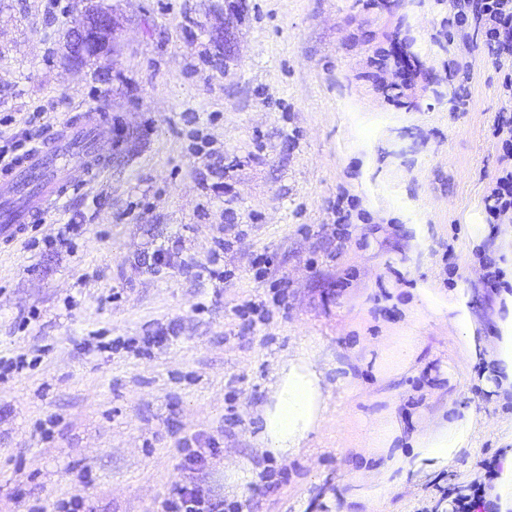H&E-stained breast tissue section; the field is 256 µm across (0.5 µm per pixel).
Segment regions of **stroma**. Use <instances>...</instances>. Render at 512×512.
Masks as SVG:
<instances>
[{"label":"stroma","mask_w":512,"mask_h":512,"mask_svg":"<svg viewBox=\"0 0 512 512\" xmlns=\"http://www.w3.org/2000/svg\"><path fill=\"white\" fill-rule=\"evenodd\" d=\"M103 4L113 51L75 70L63 42L80 0H0V111L14 117L0 145L41 108L55 126L101 106L117 130L93 183L0 245V357L31 363L0 383V512L74 495L94 512H164L186 479L242 512H360L384 459L366 445L374 428L395 420L408 454L474 404L472 450L377 509L452 512L480 461L512 448V403L411 290L470 289L476 334L498 336L488 274H512V247L483 197L500 168L493 121L512 100L488 47L464 51L462 86L434 39L448 28L438 0ZM397 29L426 73L409 106L383 91L394 68L364 77ZM343 193L359 215L341 243ZM72 218L80 234L44 245ZM215 253L221 284L197 274ZM251 301L267 321L250 328L233 310ZM401 336L417 339L406 366L386 355ZM300 349L325 367L329 422L276 460L257 448L256 409Z\"/></svg>","instance_id":"1"}]
</instances>
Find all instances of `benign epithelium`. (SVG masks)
<instances>
[{
    "instance_id": "7a95c632",
    "label": "benign epithelium",
    "mask_w": 512,
    "mask_h": 512,
    "mask_svg": "<svg viewBox=\"0 0 512 512\" xmlns=\"http://www.w3.org/2000/svg\"><path fill=\"white\" fill-rule=\"evenodd\" d=\"M76 26L65 37V57L79 68L112 50L113 19L101 0H82Z\"/></svg>"
}]
</instances>
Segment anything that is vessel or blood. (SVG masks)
Masks as SVG:
<instances>
[{"instance_id":"obj_1","label":"vessel or blood","mask_w":512,"mask_h":512,"mask_svg":"<svg viewBox=\"0 0 512 512\" xmlns=\"http://www.w3.org/2000/svg\"><path fill=\"white\" fill-rule=\"evenodd\" d=\"M109 137L110 127L100 114L87 112L81 120L64 123L49 141L1 172L0 186L10 192L25 186L34 176L39 184L24 205L0 203V243L17 241L28 224L53 209L70 189L93 180L105 161L97 145Z\"/></svg>"}]
</instances>
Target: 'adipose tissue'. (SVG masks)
<instances>
[{"label":"adipose tissue","mask_w":512,"mask_h":512,"mask_svg":"<svg viewBox=\"0 0 512 512\" xmlns=\"http://www.w3.org/2000/svg\"><path fill=\"white\" fill-rule=\"evenodd\" d=\"M413 295L428 310L451 315L468 355L479 357L484 343L472 331L469 289L458 288L446 296L423 284L414 289ZM498 311L496 375L500 393L512 396V292L501 291ZM274 377L266 401L258 408L261 430L256 443L261 454L280 459L294 453L310 432L324 424L325 381L323 370L312 356L304 353L283 358L275 368ZM476 415L477 410L472 407L462 416L440 421L428 434L413 441L411 454L395 452L381 468L382 482L406 480L420 471L443 467L449 460L468 452L473 446Z\"/></svg>","instance_id":"1"}]
</instances>
